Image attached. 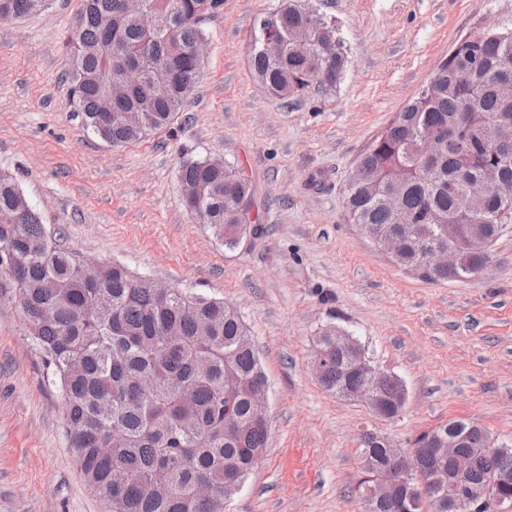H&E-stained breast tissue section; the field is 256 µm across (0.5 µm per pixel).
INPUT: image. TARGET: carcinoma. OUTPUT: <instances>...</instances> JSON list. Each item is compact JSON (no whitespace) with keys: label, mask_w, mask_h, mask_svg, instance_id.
<instances>
[{"label":"carcinoma","mask_w":512,"mask_h":512,"mask_svg":"<svg viewBox=\"0 0 512 512\" xmlns=\"http://www.w3.org/2000/svg\"><path fill=\"white\" fill-rule=\"evenodd\" d=\"M49 0H0V18H19L45 9ZM222 0H150L161 27L146 30L119 0H83L66 40L65 77L74 112L86 131L112 145L136 143L166 129L184 111L200 74L191 45L206 37L204 25ZM284 45L269 57L254 49L255 79L286 100L308 96L312 79L340 81L347 64L334 24L319 15L311 42L298 48L292 30L305 21L294 0L271 14ZM143 70V83L112 97L128 66ZM472 74L468 85L453 79ZM164 75L166 99L150 92ZM512 126V31L481 32L462 44L433 78L396 114L359 156L360 177L345 188L350 220L374 237L392 236L391 260L431 283L466 280L489 253L478 240H497L512 213L488 223L495 199L470 202L467 183L490 178L512 191V148L498 147L494 129ZM439 147L420 153L421 138ZM181 181L196 191L194 216L234 248L245 236L240 215L253 206L251 183L229 163L214 168L186 161ZM416 216L398 223L392 205ZM456 224L448 239L443 225ZM438 244L460 253V264L430 276L421 274L428 250ZM138 276L117 263L89 267L47 230L15 179L0 173V298L15 303L27 335L45 366L46 383L61 395L70 447L79 472L107 512H224V504L263 453L267 428L254 417L253 386L263 377L250 331L238 310L220 299L156 283L137 286ZM102 293L112 298L98 306ZM344 328L328 324L316 339L327 355L322 386L338 396L360 380L353 369ZM152 378L142 392L137 381ZM404 384L388 375L380 382L372 410L393 420L404 409ZM466 433L460 451L472 460L476 485L497 480L512 495V448H497L483 428L450 420L421 433L422 447L435 432ZM360 457L377 467L387 449L373 432L360 443ZM121 469L125 481L112 482ZM209 487L201 498L197 488ZM433 500L380 504L376 512H442Z\"/></svg>","instance_id":"obj_1"}]
</instances>
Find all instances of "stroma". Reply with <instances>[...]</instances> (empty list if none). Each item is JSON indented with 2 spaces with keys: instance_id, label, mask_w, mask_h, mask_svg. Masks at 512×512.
<instances>
[{
  "instance_id": "obj_1",
  "label": "stroma",
  "mask_w": 512,
  "mask_h": 512,
  "mask_svg": "<svg viewBox=\"0 0 512 512\" xmlns=\"http://www.w3.org/2000/svg\"><path fill=\"white\" fill-rule=\"evenodd\" d=\"M284 2L223 0L190 105L170 129L122 147L86 132L63 81L82 0L0 19V171L79 256L241 313L269 383V437L226 512H366L362 432L405 450L462 419L512 446V224L479 277L428 283L377 250L344 200L358 156L454 44L488 21L512 30V0H297L335 24L348 64L334 89L294 102L251 67L260 19ZM208 157L252 183L259 230L233 249L182 202L181 163ZM329 323L402 380L399 418L318 383L311 352ZM43 372L19 310L0 300V512H105Z\"/></svg>"
}]
</instances>
